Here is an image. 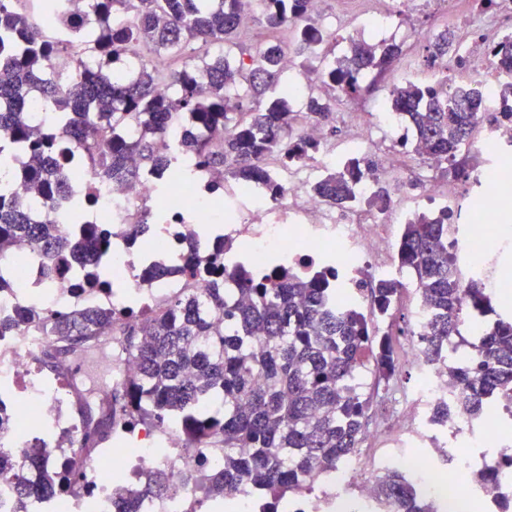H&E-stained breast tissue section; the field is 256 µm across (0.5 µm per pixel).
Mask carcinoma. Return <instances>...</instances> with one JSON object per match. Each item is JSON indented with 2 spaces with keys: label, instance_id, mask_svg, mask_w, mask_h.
I'll list each match as a JSON object with an SVG mask.
<instances>
[{
  "label": "carcinoma",
  "instance_id": "obj_1",
  "mask_svg": "<svg viewBox=\"0 0 512 512\" xmlns=\"http://www.w3.org/2000/svg\"><path fill=\"white\" fill-rule=\"evenodd\" d=\"M309 0H0V158L15 150L33 156L24 186L30 195L50 202L70 182L94 172L135 183L148 173L191 179L197 168L217 170L245 185L265 182L279 191L272 174L259 166L268 153L287 167L313 155L314 141L292 135L299 117L321 127L335 120L330 87L340 97L365 91L367 69L384 73L398 63L395 44L370 45L349 39V53L331 59L334 43L319 32H296L284 47L240 46L243 19L277 30L304 17ZM49 16L63 28L43 27ZM456 49L448 31L426 46L427 59ZM293 53L311 79L304 112L288 108L279 67L283 51ZM67 54L71 66L55 70L53 58ZM496 66L512 69V35L492 48ZM167 92L160 93L158 84ZM39 97L48 109L42 124L30 122L29 102ZM414 128L417 150L454 177L463 176L458 161L481 121V100L448 83L414 81L392 86L385 104ZM224 133L221 148L188 131L181 152H167L165 138L174 119ZM71 140L83 148L80 160L60 165L57 142ZM368 171L365 159L350 158L328 170L312 190L345 206L357 200L356 185ZM0 175V250L24 237L31 247L54 260L67 250L90 244L96 266L87 284H110V269L100 246L104 232L89 231L85 242L65 238L55 224H35L17 198L12 183ZM397 260L409 271L416 291L430 310L416 338L429 363L448 356V341L462 335L473 312L493 314L489 332L468 344L470 354L457 364L464 409L487 413L499 400L512 399V317L489 306L479 288L464 291L455 271L454 245L448 238V211L421 212L406 224L397 243ZM266 280L246 269L224 268V279L193 255L181 271L208 280L197 295L172 297L158 315H136L129 303L120 324V344L137 363L135 377L112 385L111 407L125 419L143 424L184 419L192 425L189 447L210 439L224 449V472L198 476L205 484L201 512L220 498L251 491L276 502L292 493L311 491L316 476L355 454L365 436L364 417L371 396L364 378H397L400 360L393 337L405 335L394 322L393 303L402 281L378 279L366 289L373 314L389 320L382 331L369 323L355 302L336 299L327 275L301 278L273 262ZM25 320L49 322L52 332L73 348L111 342L112 313L87 308L54 316L36 309ZM219 398L224 413L209 417L201 408ZM22 462L0 451V484L17 485L20 501L51 497L66 479L43 472L20 480ZM512 480V455L479 474L495 491ZM171 489L164 473L148 478L142 497H161ZM376 492L398 512H432L420 501L403 472L392 468L377 480Z\"/></svg>",
  "mask_w": 512,
  "mask_h": 512
}]
</instances>
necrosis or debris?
I'll use <instances>...</instances> for the list:
<instances>
[{
  "instance_id": "obj_1",
  "label": "necrosis or debris",
  "mask_w": 512,
  "mask_h": 512,
  "mask_svg": "<svg viewBox=\"0 0 512 512\" xmlns=\"http://www.w3.org/2000/svg\"><path fill=\"white\" fill-rule=\"evenodd\" d=\"M472 8L460 16L468 36L449 59L432 61L436 80L456 84L466 79L477 89L487 112L502 109L500 87L512 76L491 64L490 49L500 42L502 19H512V0H471ZM512 147V121L500 120L486 128L474 149L485 164L474 166L469 183L471 195L427 185L431 203L454 216L449 234L456 240L457 268L463 287L477 286L486 294L512 285V272L497 268L493 259L499 238L486 233L485 224L498 219V181L506 162L504 147ZM340 155L322 145L319 153L290 169H280L276 155L262 158L261 164L277 174L282 185L279 196H268L265 189L233 188L231 197L242 204L230 224L209 241L200 240L196 227L213 220V212L223 201L211 197L209 186L217 182L208 172L191 182L173 188L171 195L158 191L155 179L146 177L125 186L91 177L87 183L96 201L90 215H77L62 226L64 236L76 233L85 219L108 226L106 256L112 267V285L90 288V271L81 255L63 261L51 270L50 260L32 254L27 242L18 241L0 252V273L7 274L9 286L0 290V319L12 322V329L0 335V384L9 388L0 400V418L6 427L0 431V445L24 455L34 448L33 459L23 470L27 477L44 471L66 476L79 471L83 489L58 494L48 502L28 504V512H112L120 503L121 492L135 491L156 471H165L176 487L173 496L153 501L148 512H197L198 491L190 477L201 470L219 473L224 469V453L218 448L187 449L185 425L163 428L128 427L116 424L111 447L97 453L82 448L88 420L80 410L79 381L72 375L49 379L41 359L58 346V338L43 325L23 322L29 308L49 311L114 308L124 309L127 293L138 297L141 310L161 312L175 295L203 288L202 280L177 272L178 259L189 252L200 257H219L222 263L245 261L248 252L269 254L298 273H312L332 258L351 298H359L365 283L404 272L390 260L396 227L410 213L393 206L374 212L352 206L339 209L315 195L313 184L336 166ZM84 185V186H87ZM84 186L69 185L57 196L54 208L62 210ZM159 216L153 235L162 246L150 259L132 248L131 230L145 215ZM404 357L420 372V407L403 413L400 435L392 438L397 456H385L364 465L360 457L348 459L323 484L319 493H306L295 503L297 512H394L372 486L390 465L400 467L418 493L431 501L436 512H512V492L490 493L477 482V476L493 462V449L512 446V432L503 421H512V403L496 408L491 416L453 413L446 425L437 427L425 414L434 401H453L461 393L453 370L455 360L438 365L423 361L418 349L406 347ZM451 436L448 450L453 457L447 470H437L425 451L440 447L442 436Z\"/></svg>"
}]
</instances>
